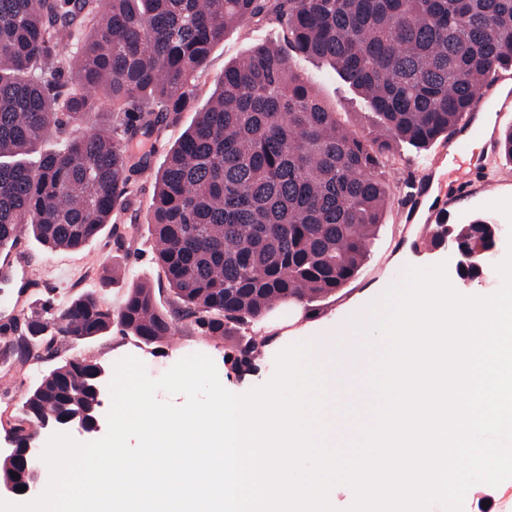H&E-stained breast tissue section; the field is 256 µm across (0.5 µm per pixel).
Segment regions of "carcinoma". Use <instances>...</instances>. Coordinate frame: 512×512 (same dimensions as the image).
<instances>
[{
	"label": "carcinoma",
	"mask_w": 512,
	"mask_h": 512,
	"mask_svg": "<svg viewBox=\"0 0 512 512\" xmlns=\"http://www.w3.org/2000/svg\"><path fill=\"white\" fill-rule=\"evenodd\" d=\"M271 14L289 52L259 45L225 66L156 173L149 224L170 307L144 283L116 314L93 292L48 302L63 336L90 341L117 322L158 347L185 322L252 365L268 337L244 326L288 297L318 302L364 267L393 144L448 137L512 68V0H0V247L24 231L51 249L96 238L150 167L129 143L176 123L224 35ZM293 53L330 64L380 133L344 127ZM106 108L111 126L74 134ZM50 134L60 148L35 154ZM495 229L483 215L455 225L457 254L492 246ZM95 369L64 359L44 375L23 404L30 429L97 408Z\"/></svg>",
	"instance_id": "1"
}]
</instances>
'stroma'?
<instances>
[{"instance_id": "35a3bbf8", "label": "stroma", "mask_w": 512, "mask_h": 512, "mask_svg": "<svg viewBox=\"0 0 512 512\" xmlns=\"http://www.w3.org/2000/svg\"><path fill=\"white\" fill-rule=\"evenodd\" d=\"M268 42L281 46L286 43L284 26L272 17L225 34L197 81L198 91L191 107L180 113L174 126L149 141L151 168L137 177L134 204L114 212L111 224L97 239L79 250H51L30 234H21L9 272L0 275V448L8 447L14 430L24 426L26 394L54 366L56 352L71 351L110 368L124 357L133 356L143 362L153 378L162 376L181 358L201 353L214 361L219 380L227 390L246 393L273 376L279 351L296 344L299 337L321 334L322 318L344 320L397 283L408 267L446 261L447 250L434 251L425 246L430 228L427 218L432 211L448 212L451 219L463 223L480 213L483 204L512 197V163L500 167L494 164L495 142L512 125V97L499 95L489 108V132L475 139L472 165L462 180L448 177L454 167L448 155L451 140H439L421 152L403 144L396 146V164L389 173L393 190L366 266L335 294L318 301L315 309H302L300 319H293L284 304L261 319L257 329L268 336L269 342L263 359L251 368L235 367L224 339L201 336L184 325L166 344L155 349L124 335L116 325L95 340L75 344L59 336L54 340L55 353L44 352L25 361L17 358L12 346L19 335L18 328L32 312L40 311L44 302L62 304L92 290L104 305L116 310L128 288L138 280L155 290L159 303L171 300L166 279L154 261V239L148 226L154 172L191 124L196 110L207 103L225 65ZM293 64L308 76L316 92L346 126L359 133L368 130L370 123L364 116L362 100L330 65L299 56L294 57Z\"/></svg>"}]
</instances>
